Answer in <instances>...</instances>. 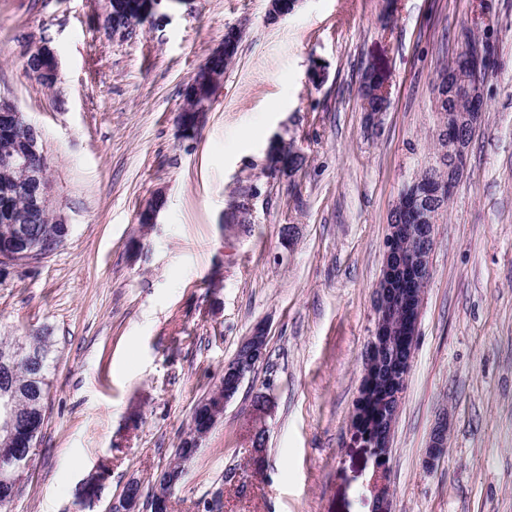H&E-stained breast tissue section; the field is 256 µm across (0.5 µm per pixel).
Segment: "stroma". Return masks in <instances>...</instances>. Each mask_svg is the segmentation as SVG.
Here are the masks:
<instances>
[{
	"instance_id": "stroma-1",
	"label": "stroma",
	"mask_w": 512,
	"mask_h": 512,
	"mask_svg": "<svg viewBox=\"0 0 512 512\" xmlns=\"http://www.w3.org/2000/svg\"><path fill=\"white\" fill-rule=\"evenodd\" d=\"M104 8L0 0V94L40 129L51 207L71 226L51 255L0 275V338L47 327L58 349L37 465L10 512H106L130 478L150 488L258 325L268 358L171 512H372L374 458L350 422L373 290L394 202L429 157L437 72L466 30L492 47L487 110L435 226L386 468L392 512H512V0H301L277 21L268 0H179L123 40ZM232 27L236 62L183 137L184 89ZM44 41L51 89L26 68ZM371 68L391 91L375 127L359 95ZM275 137L303 155L299 171L269 169ZM239 202L246 223H223ZM267 388L256 471L246 423Z\"/></svg>"
}]
</instances>
